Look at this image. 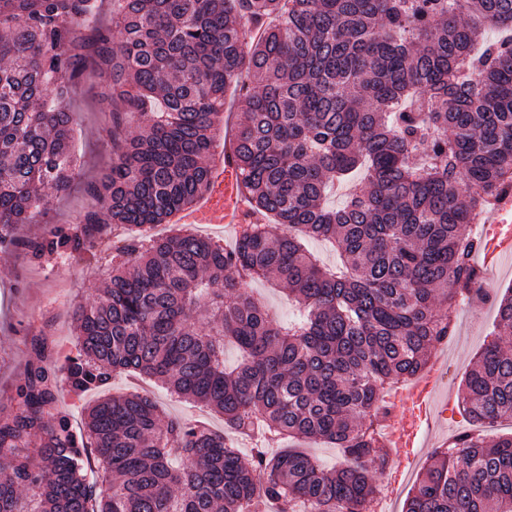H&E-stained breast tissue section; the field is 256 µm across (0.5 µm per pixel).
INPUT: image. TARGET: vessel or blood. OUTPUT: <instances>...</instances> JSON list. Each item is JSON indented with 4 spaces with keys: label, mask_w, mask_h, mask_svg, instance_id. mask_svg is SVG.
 Here are the masks:
<instances>
[{
    "label": "vessel or blood",
    "mask_w": 512,
    "mask_h": 512,
    "mask_svg": "<svg viewBox=\"0 0 512 512\" xmlns=\"http://www.w3.org/2000/svg\"><path fill=\"white\" fill-rule=\"evenodd\" d=\"M180 220L185 224L227 229L251 222L252 216L236 173L233 134H225L224 147L210 168L206 190L182 212ZM477 236L480 247L476 257L486 272H495L503 261L512 259V186L506 188L494 200L492 208L484 213L483 227ZM437 378V371L428 372L402 398L406 413L393 421L388 430V439L399 449L401 456H411L414 448L419 447L423 426L431 424L439 408L435 399Z\"/></svg>",
    "instance_id": "b4317fda"
}]
</instances>
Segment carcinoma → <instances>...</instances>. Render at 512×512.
<instances>
[{"instance_id": "1", "label": "carcinoma", "mask_w": 512, "mask_h": 512, "mask_svg": "<svg viewBox=\"0 0 512 512\" xmlns=\"http://www.w3.org/2000/svg\"><path fill=\"white\" fill-rule=\"evenodd\" d=\"M117 2L106 29L100 0H0V247L16 244L44 189L68 190V100L97 76L143 125L89 186L99 208L32 245L37 259L82 257L99 227L127 229L110 281L74 312L76 353L59 372L77 396L116 371L146 375L220 415L224 431L164 422L139 393L98 398L76 429L54 408V373L34 366L0 420V512H372L388 463L380 389L423 371L453 335V304L481 282L473 215L512 179V0ZM474 17L503 36L485 41ZM232 83L236 165L260 223L231 250L190 231L147 234L206 187ZM336 182L352 183L341 210L323 203ZM305 236L334 242L341 267L322 268ZM248 278L288 289L299 322H274ZM497 320L462 392L483 424L512 419L500 342L512 295ZM226 343L243 353L231 371ZM257 422L272 441L333 443L346 464L325 470L263 443L244 456L229 435ZM90 448L98 483L84 474ZM432 460L405 512H512V435L462 432Z\"/></svg>"}]
</instances>
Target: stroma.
Wrapping results in <instances>:
<instances>
[{
	"label": "stroma",
	"mask_w": 512,
	"mask_h": 512,
	"mask_svg": "<svg viewBox=\"0 0 512 512\" xmlns=\"http://www.w3.org/2000/svg\"><path fill=\"white\" fill-rule=\"evenodd\" d=\"M71 103L77 126L76 165L70 189L63 195L46 194L30 223L18 227L17 234L22 239L41 237L49 225L64 229L75 226L92 203L88 185L97 181L112 162L111 99L101 96L96 79L86 78L74 86ZM125 234L123 227L108 225L90 258L54 255L37 261L30 259L20 247L0 253V416L16 412V388L24 382L29 364L36 359V345H44L47 353L55 357L74 349L78 338L70 313L75 307L97 299L100 288L112 274V247ZM246 289L266 306L276 321L288 324L297 319L298 304L283 287L255 280L248 282ZM496 321L497 309L492 299L459 305L453 336L432 350V359L438 360L441 367L439 390L451 401L449 413L435 429L437 439L471 427L472 420L459 394L466 372L489 341ZM137 389L150 391L162 417L202 421L218 431L224 428L222 417L171 395L149 380L116 373L108 391L119 395Z\"/></svg>",
	"instance_id": "stroma-1"
}]
</instances>
